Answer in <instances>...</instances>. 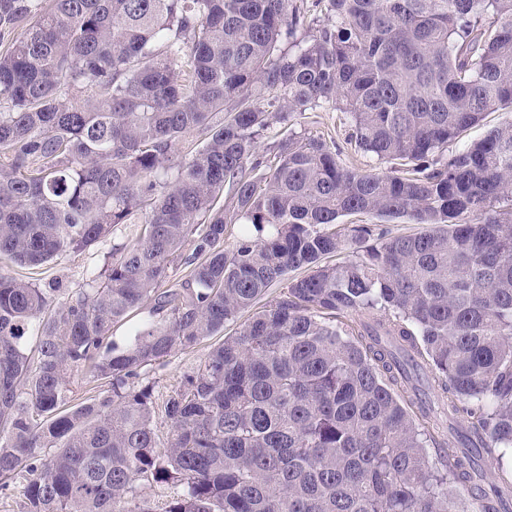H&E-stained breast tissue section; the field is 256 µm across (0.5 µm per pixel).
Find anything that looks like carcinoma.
<instances>
[{
  "instance_id": "carcinoma-1",
  "label": "carcinoma",
  "mask_w": 512,
  "mask_h": 512,
  "mask_svg": "<svg viewBox=\"0 0 512 512\" xmlns=\"http://www.w3.org/2000/svg\"><path fill=\"white\" fill-rule=\"evenodd\" d=\"M317 2L309 24L295 0H0V259L148 209L54 308L0 268V491L22 512H157L142 484L174 489L163 512H512V478L486 481L512 452V124L448 154L512 107V0ZM325 107L390 171L292 131L259 151ZM364 213L425 230L336 231ZM229 224L253 227L232 253ZM285 279L168 396L160 442L139 379ZM79 371L107 389L74 401ZM445 416L452 456L418 423ZM511 122L512 110L510 108H502L495 112H490L478 125L471 127L459 138L448 142V154L462 151L471 143L482 139L491 128Z\"/></svg>"
}]
</instances>
